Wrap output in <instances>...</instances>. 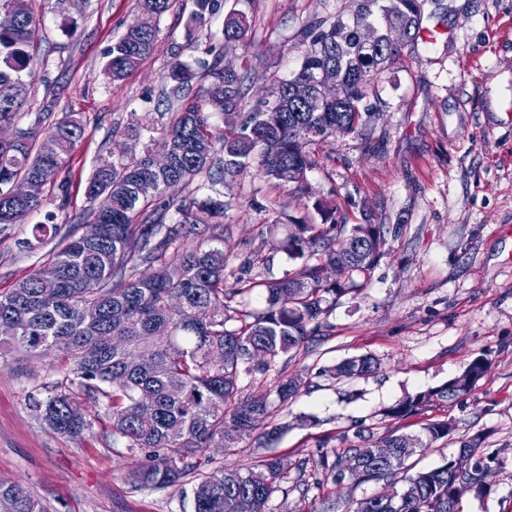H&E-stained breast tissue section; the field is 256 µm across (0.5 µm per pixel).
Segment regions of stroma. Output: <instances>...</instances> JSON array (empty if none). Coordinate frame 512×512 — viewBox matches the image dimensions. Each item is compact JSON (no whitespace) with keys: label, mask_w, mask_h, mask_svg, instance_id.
Here are the masks:
<instances>
[{"label":"stroma","mask_w":512,"mask_h":512,"mask_svg":"<svg viewBox=\"0 0 512 512\" xmlns=\"http://www.w3.org/2000/svg\"><path fill=\"white\" fill-rule=\"evenodd\" d=\"M42 35L31 65L30 100L20 128L48 131L64 113L82 116L84 133L60 182L43 189L44 210L0 231V294L43 265L50 245L21 248L33 224L53 213L56 224L82 228L94 205L85 183L123 142V160L159 152L179 109L163 94L173 54L195 71L214 58L245 71V107L267 98L271 80L295 72L307 50L303 30L351 15L357 0H219L203 22L190 23L192 0H172L157 23L156 48L125 81L101 69L112 45L137 20L135 0H32ZM244 13L248 47H225L224 17ZM422 23L445 36L437 44L409 42L397 63L368 88V115L358 132L326 136L311 145L315 159L308 191L263 177L258 162L223 191L224 234L238 253L225 274L240 272L241 254L257 251L249 274L280 279L295 264L282 249L297 225L320 224L332 208L340 224L387 227L385 254L360 286L326 316L323 336L296 356L279 357L264 373H243L245 397L275 402L286 377L304 374L308 389L274 421L278 438L258 433L236 447L205 449L206 471L251 467L266 457L284 463L267 512H306L329 495L337 501L384 491L381 482H333L323 456L387 431L416 436L424 423L446 420L453 430L416 453L414 470L457 455L479 438L492 456L491 491L464 495L462 512H512V0H424ZM138 136L124 141L123 132ZM370 357V375L339 380L343 360ZM485 358L487 375L455 402H434L394 420L383 410L436 388ZM73 363L58 352L0 361V481L16 482L45 512H192L196 475L168 488H139L128 475L145 461L113 445L112 420L102 397L82 402L94 418L79 438L50 429L34 401L70 389Z\"/></svg>","instance_id":"35a3bbf8"}]
</instances>
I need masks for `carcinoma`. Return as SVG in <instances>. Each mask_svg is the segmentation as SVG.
I'll return each mask as SVG.
<instances>
[{
  "mask_svg": "<svg viewBox=\"0 0 512 512\" xmlns=\"http://www.w3.org/2000/svg\"><path fill=\"white\" fill-rule=\"evenodd\" d=\"M18 15L17 26L0 32V125H11L29 99L24 76L36 52L38 31L29 0H0ZM171 0H137L145 25L132 24L112 44L103 66L114 82L126 79L156 47V21ZM419 0H359L353 14L321 20L304 37L309 47L299 69L289 78L272 82L269 98L247 109L245 75H224L214 60L202 79L205 85L187 101L164 133L172 146L169 170H155L149 156L112 163L95 170L85 193L98 202L94 222L105 226L96 242L65 235L49 262L34 270L8 293L0 295V320L17 327L14 336H0V359L12 354L56 351L74 363L76 385L106 399L112 416V440L130 452L146 453L147 460L130 477L142 487L176 486L201 465L205 449L233 448L238 438L273 410L263 399L241 396L240 372H264L281 355L298 351L320 336L329 306L347 292L328 282V270L340 269L348 280L368 276L383 255L387 229L381 224H300L284 251L301 264L285 277L257 280L237 276L225 284L227 255L221 195L183 197L166 194L172 180L190 184L205 173L227 184L246 171L254 151L266 177L294 184L306 192V173L315 160L306 146L336 132L356 131L365 89L402 56L406 43L420 31ZM249 26L232 12L224 23V44L244 45ZM401 35L399 43L390 34ZM197 78L181 54L168 65L165 95L173 101ZM323 80H333L338 97L325 100ZM224 130L214 131L211 117L225 111ZM84 133L82 119L66 113L46 134L30 127L19 139L0 143V225L12 224L19 203L6 186L14 179L38 175L56 181L67 167ZM180 215L167 223L170 212ZM196 230L200 241L186 242ZM57 224H35L31 249L59 234ZM52 278L55 300L42 301L43 275ZM257 294L264 308H249ZM86 307L98 315L87 321ZM119 336L121 347L108 343ZM219 348L224 359L214 363L209 352ZM374 369L370 357L345 360L335 368L344 378H361ZM482 358L472 361L459 376L426 392L409 396L385 409L390 418H404L435 401L456 400L472 391L486 373ZM297 374L279 382L278 407L288 404L305 387ZM44 421L55 431L81 436L93 428L82 413L79 397L56 392L38 404ZM448 423L430 422L418 436L390 433L378 442L359 445L350 455L335 456L323 466L332 480L353 471L360 481L396 479L417 450H427L448 437ZM392 449L381 462L375 450ZM491 458L472 440L457 455L429 470L406 477V488L392 498L380 493L359 500L345 512H460L466 492L488 494L485 473ZM283 471L277 457H269L246 471L221 468L199 478L193 488V512H236L241 497L252 501L253 512H266ZM9 498L14 512H43L42 505L18 483L0 481V497Z\"/></svg>",
  "mask_w": 512,
  "mask_h": 512,
  "instance_id": "cac0c4a2",
  "label": "carcinoma"
}]
</instances>
